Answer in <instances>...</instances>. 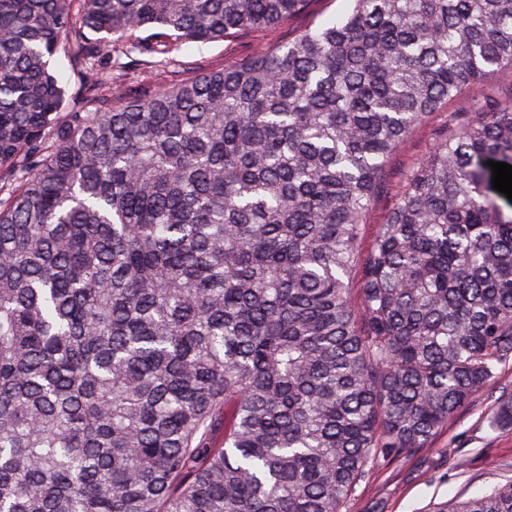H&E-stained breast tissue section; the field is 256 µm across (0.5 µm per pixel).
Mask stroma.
<instances>
[{"label": "stroma", "instance_id": "obj_1", "mask_svg": "<svg viewBox=\"0 0 512 512\" xmlns=\"http://www.w3.org/2000/svg\"><path fill=\"white\" fill-rule=\"evenodd\" d=\"M345 0H311L307 10L272 30L253 29L234 39L182 44L176 65L161 66L151 52L149 31H140L143 51L134 52L123 70L112 73V90L142 82L165 85L194 76L197 66L217 69L240 62L272 42H285L322 21L345 12ZM447 109L434 112L427 127L417 130L394 155L386 172V187L374 200L363 226L362 247L370 249L378 224L391 210L403 174L426 155L433 142L432 126L445 122ZM494 389L461 409L434 437L430 447L416 448L398 458L381 459L367 467L345 512H436L447 502L483 495L491 483L512 479V426L492 422L502 393L512 392V360L500 365Z\"/></svg>", "mask_w": 512, "mask_h": 512}]
</instances>
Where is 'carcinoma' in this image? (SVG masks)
Wrapping results in <instances>:
<instances>
[{"label":"carcinoma","instance_id":"carcinoma-1","mask_svg":"<svg viewBox=\"0 0 512 512\" xmlns=\"http://www.w3.org/2000/svg\"><path fill=\"white\" fill-rule=\"evenodd\" d=\"M309 2L0 0V512H343L512 358L486 166L512 165V88L432 129L361 248L404 140L512 69V0H349L242 62L103 93L142 29L167 54ZM438 512H512V480ZM477 93V90H467L456 101L443 106L430 117L428 125L417 130L408 138L394 155L389 163L386 172V187L374 200L366 217V224L363 226L362 249L368 251L374 241L378 224H382L393 207L397 198L396 194L401 186L402 175L417 160L426 155L432 148L433 142L430 139L429 127L439 125L448 118V110L467 102Z\"/></svg>","mask_w":512,"mask_h":512}]
</instances>
